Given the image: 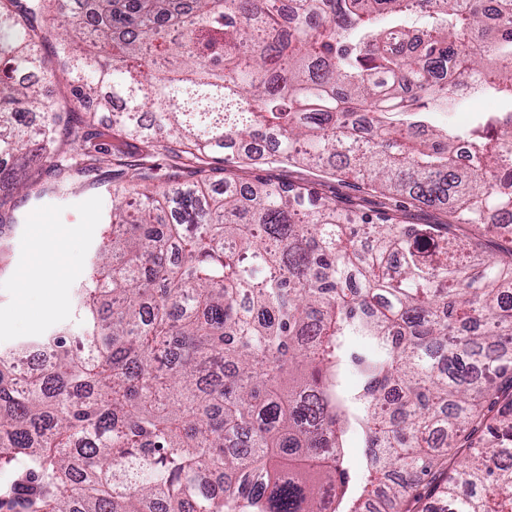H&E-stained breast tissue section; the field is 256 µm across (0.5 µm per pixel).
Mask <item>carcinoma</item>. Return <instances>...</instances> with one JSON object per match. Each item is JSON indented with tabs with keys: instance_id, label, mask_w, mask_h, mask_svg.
<instances>
[{
	"instance_id": "cac0c4a2",
	"label": "carcinoma",
	"mask_w": 512,
	"mask_h": 512,
	"mask_svg": "<svg viewBox=\"0 0 512 512\" xmlns=\"http://www.w3.org/2000/svg\"><path fill=\"white\" fill-rule=\"evenodd\" d=\"M95 2L88 24L76 0H0V224L109 157L126 175L79 335L0 350V512H512V0ZM31 69L82 83L49 112ZM104 88L112 131L79 134ZM472 94L507 109L432 124ZM130 141L183 173L149 187ZM262 150L504 244L212 181L206 157Z\"/></svg>"
}]
</instances>
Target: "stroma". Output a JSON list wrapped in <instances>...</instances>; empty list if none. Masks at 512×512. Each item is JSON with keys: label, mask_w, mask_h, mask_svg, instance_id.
<instances>
[{"label": "stroma", "mask_w": 512, "mask_h": 512, "mask_svg": "<svg viewBox=\"0 0 512 512\" xmlns=\"http://www.w3.org/2000/svg\"><path fill=\"white\" fill-rule=\"evenodd\" d=\"M212 166L218 180L233 177L246 183L260 177L295 185L315 180L324 198L346 208L369 211L384 203L407 224L448 221L443 210L404 196L384 200L348 176L286 162L237 166L216 159ZM118 181L116 167L104 162L91 178L76 180L67 197L49 194L27 200L19 208L18 223L0 226V349L60 328H76L73 289L87 277L99 239V219L109 211L112 186Z\"/></svg>", "instance_id": "35a3bbf8"}]
</instances>
